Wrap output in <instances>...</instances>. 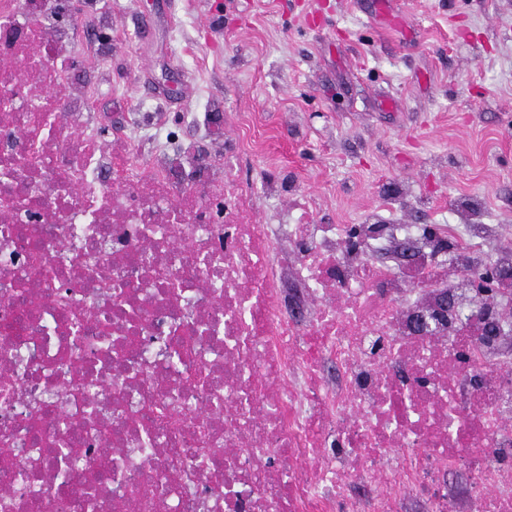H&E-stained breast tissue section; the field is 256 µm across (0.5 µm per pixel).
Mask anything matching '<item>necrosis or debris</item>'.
I'll use <instances>...</instances> for the list:
<instances>
[{
	"mask_svg": "<svg viewBox=\"0 0 512 512\" xmlns=\"http://www.w3.org/2000/svg\"><path fill=\"white\" fill-rule=\"evenodd\" d=\"M44 4L0 0V81L24 84L0 97V512H401L418 494L452 512L435 483L459 466L471 512H512V360L466 343L431 245L402 270L335 224L314 246L276 234L229 165L144 164L132 136L76 123L92 90L57 67L68 35ZM290 273L317 299L303 329ZM64 438L91 454L62 485Z\"/></svg>",
	"mask_w": 512,
	"mask_h": 512,
	"instance_id": "necrosis-or-debris-1",
	"label": "necrosis or debris"
}]
</instances>
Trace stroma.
I'll return each instance as SVG.
<instances>
[{
  "instance_id": "1",
  "label": "stroma",
  "mask_w": 512,
  "mask_h": 512,
  "mask_svg": "<svg viewBox=\"0 0 512 512\" xmlns=\"http://www.w3.org/2000/svg\"><path fill=\"white\" fill-rule=\"evenodd\" d=\"M84 19L101 34L72 60L143 161L204 139L208 113L272 224L487 225L484 262L512 249V0H98Z\"/></svg>"
}]
</instances>
